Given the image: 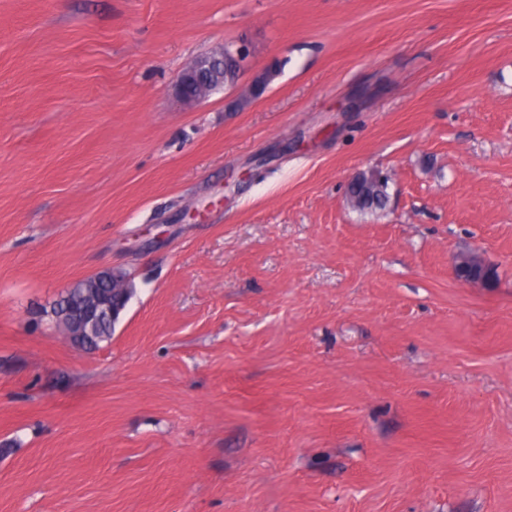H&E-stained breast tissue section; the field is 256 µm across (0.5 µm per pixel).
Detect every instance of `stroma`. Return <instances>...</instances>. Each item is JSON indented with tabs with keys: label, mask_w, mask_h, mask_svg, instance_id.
<instances>
[{
	"label": "stroma",
	"mask_w": 512,
	"mask_h": 512,
	"mask_svg": "<svg viewBox=\"0 0 512 512\" xmlns=\"http://www.w3.org/2000/svg\"><path fill=\"white\" fill-rule=\"evenodd\" d=\"M0 512H512V0H0ZM232 42L220 45L212 50V54L198 56L192 59L186 66V71H182L176 79L175 90L182 102L189 107L197 106L207 100L205 88V79L212 67L219 65L223 71L213 74L210 79L212 91L210 96L226 90L237 91V97L230 105H225L228 112H243L266 93L270 84L275 79L278 72V66L273 65L265 71L255 75L251 82L240 87V81L244 74V69L233 56L230 48ZM225 47V51H224ZM359 184L345 192L347 205L361 215L385 212L390 206L389 179L378 171L358 174ZM112 274V288L108 287L107 285H99L98 288H96L97 292L100 296H102L103 302L110 308V311L112 312V309L116 312H119V320L121 318V315L124 313V311L127 308L128 303L130 302L133 294H134V285L124 271H102L98 272L93 275L95 279H104L106 280L110 275ZM119 284L121 288L119 292H114L115 285ZM83 291L84 288H72L62 294L51 308V318L63 335L67 330L73 331L70 320L81 304ZM114 331L111 317L87 324L83 328L82 336H64L66 339L79 340L83 349L91 352L100 349L104 343L110 342Z\"/></svg>",
	"instance_id": "stroma-1"
}]
</instances>
